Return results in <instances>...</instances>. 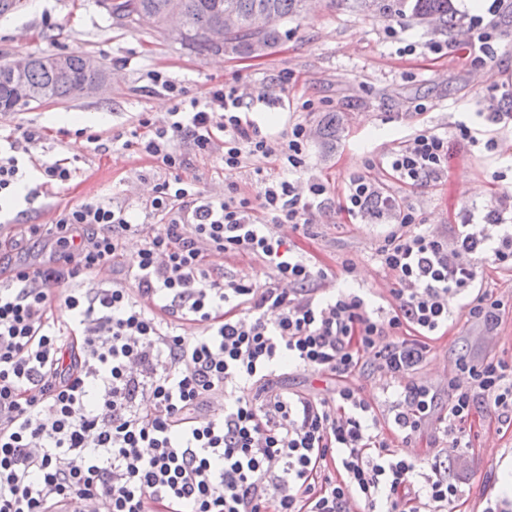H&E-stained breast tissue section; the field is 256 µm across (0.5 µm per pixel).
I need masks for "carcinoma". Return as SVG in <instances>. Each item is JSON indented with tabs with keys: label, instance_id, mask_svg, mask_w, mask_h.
I'll return each instance as SVG.
<instances>
[{
	"label": "carcinoma",
	"instance_id": "carcinoma-1",
	"mask_svg": "<svg viewBox=\"0 0 512 512\" xmlns=\"http://www.w3.org/2000/svg\"><path fill=\"white\" fill-rule=\"evenodd\" d=\"M303 0H105L104 7L115 24L138 29L141 18L151 20L152 28L162 34L172 11H177L181 27L176 40L181 46L197 52L217 50L208 39L213 27L224 23V15L235 14L240 25L225 38L226 48L236 54L252 55L258 43L274 47L279 32L272 27L260 30L252 26L256 13H265L273 20H286L297 15ZM412 13L431 15L449 27L458 25L451 0H412ZM84 53H53L34 56L33 65L16 77L4 72L0 63V109L13 110L33 103L68 101L76 83H103L107 78L106 65L87 64Z\"/></svg>",
	"mask_w": 512,
	"mask_h": 512
}]
</instances>
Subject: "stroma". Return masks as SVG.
I'll return each mask as SVG.
<instances>
[{
	"label": "stroma",
	"instance_id": "1",
	"mask_svg": "<svg viewBox=\"0 0 512 512\" xmlns=\"http://www.w3.org/2000/svg\"><path fill=\"white\" fill-rule=\"evenodd\" d=\"M459 28L420 23L410 0H307L300 16L278 22L281 38L261 56L229 52L197 54L153 31L117 27L101 0H22L21 8L0 18V62L16 55L85 52L109 68L106 86L92 98L33 104L0 112V149L19 161L15 195L0 203V238L17 244L0 250V260L36 265L48 259L45 245L32 244L23 228L54 223L66 208L85 202H114L134 221L152 223V188L165 172L136 148H125L141 113L166 123L175 104L154 85L158 71L189 96L209 87H236L249 116L262 132L278 135L293 124L308 134L307 178L328 191L312 221L313 235L289 227L281 232L300 252L332 272V288H361L374 306L388 307L394 279L372 257L396 219L342 211L343 188L351 178H370L383 194L411 205L434 234L449 237L471 216L495 211L512 216V122L490 123L489 113L512 112V0H492L488 13L457 9ZM493 28L485 64H476L480 44L474 23ZM415 53H405L407 44ZM442 52H431L432 44ZM424 112H416L417 104ZM468 121L475 139L456 133ZM429 128L448 138V169L441 178L410 188L397 181L385 160L417 131ZM39 132L37 144L20 141L21 130ZM184 177L207 196L224 193V135L216 133L210 154L183 146ZM67 161L71 178L48 184L42 165ZM225 279L244 278L266 287L271 272L251 258L211 255ZM354 268L346 274L344 265ZM493 289L505 309L495 330L467 321L457 312L447 332L430 337L429 352L396 388L423 381L447 396V382L459 360L481 362L512 356V267L485 269L467 290L474 297ZM476 437L467 453L435 443L426 426L410 453L437 457L442 473L462 490L456 512H482L486 499H502L501 475L512 463V427L503 426L488 406L475 411Z\"/></svg>",
	"mask_w": 512,
	"mask_h": 512
}]
</instances>
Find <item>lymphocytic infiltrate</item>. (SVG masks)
Here are the masks:
<instances>
[{"mask_svg": "<svg viewBox=\"0 0 512 512\" xmlns=\"http://www.w3.org/2000/svg\"><path fill=\"white\" fill-rule=\"evenodd\" d=\"M151 79L175 100L170 119L159 126L142 115L130 136L169 173L150 202L159 223L86 202L32 226L31 236L54 244L52 263L0 268V512H49L81 498L105 499L110 512H415L419 503L449 512L458 486L396 446L434 420L450 447L469 448L479 404L511 427L512 362L460 363L467 382L449 380L444 402L423 383L391 391L386 433L351 380L367 356L390 376L415 370L426 337L453 325L454 298L469 320L497 323L504 305L491 291L462 294L480 268L512 265V224L456 225L459 250L475 259L463 265L410 206L351 179L348 214L397 217L374 259L400 286L380 316L366 293L321 294L328 270L277 233L289 224L310 235L308 216L327 192L317 180L303 193L294 184L308 167L304 125L275 139L243 117L235 87L199 99L161 73ZM218 112L225 173L256 154L282 171L255 170L256 196L232 181L223 197H208L181 175V144L210 153ZM388 164L404 185H425L445 170L448 140L420 130ZM130 237L143 245L128 256ZM210 251L262 259L269 285L215 277ZM114 267L122 276L110 287L75 288ZM59 299L69 321L52 314ZM284 364L333 380L330 395L273 389ZM249 384L258 388L251 397L240 392ZM141 397L150 408H138Z\"/></svg>", "mask_w": 512, "mask_h": 512, "instance_id": "f902f5d3", "label": "lymphocytic infiltrate"}]
</instances>
